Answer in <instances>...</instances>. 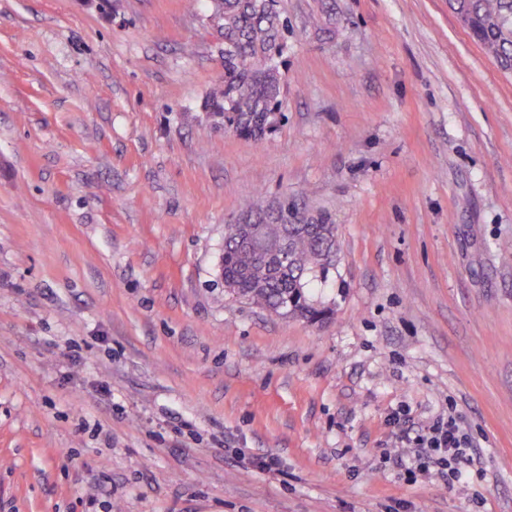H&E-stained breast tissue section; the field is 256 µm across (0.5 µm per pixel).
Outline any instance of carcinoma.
Returning a JSON list of instances; mask_svg holds the SVG:
<instances>
[{
  "mask_svg": "<svg viewBox=\"0 0 512 512\" xmlns=\"http://www.w3.org/2000/svg\"><path fill=\"white\" fill-rule=\"evenodd\" d=\"M275 0H213L210 21L224 37V85L207 99L206 107L224 114L238 136L259 142L261 122L280 111L281 73L267 62L288 38V20L274 9ZM466 31L480 48L505 70L512 69V0H448ZM278 211L286 224L304 218L307 211L294 199L265 204L256 197L242 215L265 222ZM236 226L224 227L222 277L248 303L276 314L293 311L308 321L326 317L329 309L311 294V284L326 277L331 262H322L336 224L327 212L311 215L309 228L290 237L282 271L273 275L272 259L243 256L235 239Z\"/></svg>",
  "mask_w": 512,
  "mask_h": 512,
  "instance_id": "carcinoma-1",
  "label": "carcinoma"
}]
</instances>
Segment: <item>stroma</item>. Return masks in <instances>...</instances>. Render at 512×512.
Instances as JSON below:
<instances>
[{
    "label": "stroma",
    "instance_id": "obj_1",
    "mask_svg": "<svg viewBox=\"0 0 512 512\" xmlns=\"http://www.w3.org/2000/svg\"><path fill=\"white\" fill-rule=\"evenodd\" d=\"M276 8L257 143L211 0H0V512H512V73L448 0ZM258 195L332 213L323 321L225 290ZM445 410L483 477L407 480Z\"/></svg>",
    "mask_w": 512,
    "mask_h": 512
}]
</instances>
